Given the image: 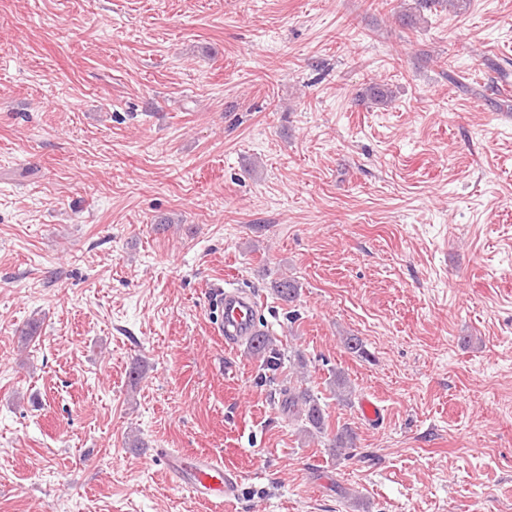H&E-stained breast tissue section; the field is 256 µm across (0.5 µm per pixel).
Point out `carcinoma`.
<instances>
[{
  "mask_svg": "<svg viewBox=\"0 0 512 512\" xmlns=\"http://www.w3.org/2000/svg\"><path fill=\"white\" fill-rule=\"evenodd\" d=\"M448 3V7L462 11L467 8L468 0H415V6L402 7L398 11L397 18L405 26L415 28L421 21L420 10L429 8L440 2ZM393 97V92L380 85L371 84L359 95L358 100L369 101L376 105H386ZM275 290L285 302L293 303L299 296L298 284L286 277L275 283ZM251 355L260 362L262 370L276 373L285 363V353L279 348L278 339L267 330H261L255 336V341L249 346ZM306 376H300L297 383L279 389V394L288 402V418L299 425V432L306 437H320L328 440L329 452L341 459L346 456V450L354 446L355 434L348 427L332 430L327 423L324 409L320 399L311 389L304 386ZM328 385L336 398L348 399L351 388L346 378L339 372L332 373Z\"/></svg>",
  "mask_w": 512,
  "mask_h": 512,
  "instance_id": "carcinoma-1",
  "label": "carcinoma"
}]
</instances>
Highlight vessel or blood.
<instances>
[{"instance_id": "vessel-or-blood-1", "label": "vessel or blood", "mask_w": 512, "mask_h": 512, "mask_svg": "<svg viewBox=\"0 0 512 512\" xmlns=\"http://www.w3.org/2000/svg\"><path fill=\"white\" fill-rule=\"evenodd\" d=\"M216 332L228 346L250 340L257 332L255 305L235 286L225 287L219 293ZM165 466L176 486L185 488L202 502L220 506L238 495V473L216 457L171 451L165 456Z\"/></svg>"}]
</instances>
